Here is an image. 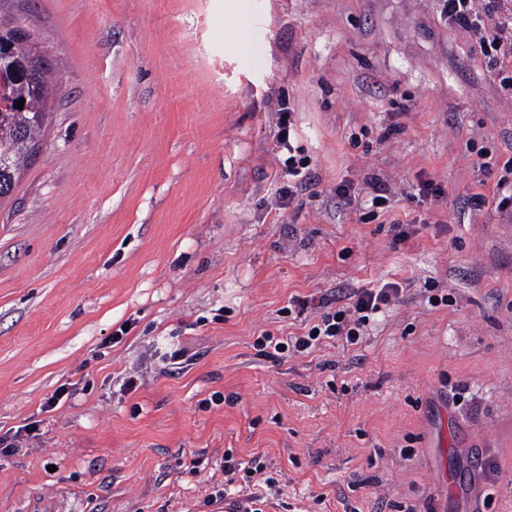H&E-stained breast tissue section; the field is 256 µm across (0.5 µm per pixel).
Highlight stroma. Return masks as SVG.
<instances>
[{"label": "stroma", "mask_w": 512, "mask_h": 512, "mask_svg": "<svg viewBox=\"0 0 512 512\" xmlns=\"http://www.w3.org/2000/svg\"><path fill=\"white\" fill-rule=\"evenodd\" d=\"M224 3L0 0L60 90L0 199V512H205L228 451L262 512H512V58L443 0ZM383 282L359 344L258 354Z\"/></svg>", "instance_id": "stroma-1"}]
</instances>
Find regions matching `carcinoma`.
Segmentation results:
<instances>
[{"label":"carcinoma","mask_w":512,"mask_h":512,"mask_svg":"<svg viewBox=\"0 0 512 512\" xmlns=\"http://www.w3.org/2000/svg\"><path fill=\"white\" fill-rule=\"evenodd\" d=\"M15 21L0 18V74L11 86L12 102L25 100L23 108L0 112V156L10 160V171H0V198L15 187V175L28 156V145L38 139L43 127L47 101L57 88L44 68L38 77L30 79L17 68L15 61L25 56L26 46L9 35Z\"/></svg>","instance_id":"cac0c4a2"}]
</instances>
